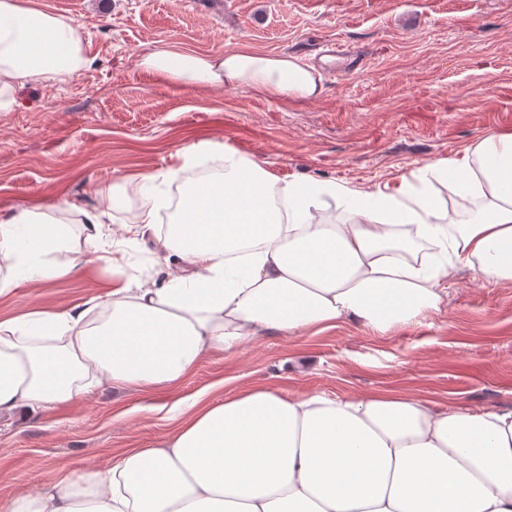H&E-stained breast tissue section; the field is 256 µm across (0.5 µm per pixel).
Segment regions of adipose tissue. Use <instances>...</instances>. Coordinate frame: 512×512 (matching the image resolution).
<instances>
[{
  "label": "adipose tissue",
  "instance_id": "ef3b65f1",
  "mask_svg": "<svg viewBox=\"0 0 512 512\" xmlns=\"http://www.w3.org/2000/svg\"><path fill=\"white\" fill-rule=\"evenodd\" d=\"M93 63L77 27L34 0H0V112L16 92L70 78ZM141 67L184 86H234L314 98L322 77L288 55H202L171 47ZM224 171L180 195L157 235V179L116 178L103 210L84 213L95 246L128 190L146 201L124 233L158 238L166 280L114 283L107 319L88 309L0 320V418L82 398L88 381L174 391L209 352L270 333L297 335L354 321L375 333L440 310L460 267L473 281H512V132L430 160L371 189L285 182L228 147ZM448 183L463 213L448 216ZM337 206L335 222L322 218ZM61 225L28 208L0 218V296L76 275L82 258L49 259ZM434 255L418 258L423 244ZM185 419L130 449L108 473L87 466L18 495L5 512H512V408L441 412L419 397L289 396L259 385L213 404L179 400Z\"/></svg>",
  "mask_w": 512,
  "mask_h": 512
}]
</instances>
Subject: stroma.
<instances>
[{
	"label": "stroma",
	"instance_id": "obj_1",
	"mask_svg": "<svg viewBox=\"0 0 512 512\" xmlns=\"http://www.w3.org/2000/svg\"><path fill=\"white\" fill-rule=\"evenodd\" d=\"M72 21L93 65L61 82L18 89L0 112V215L50 205L68 243L85 251L69 204L99 208L115 176L179 168L178 151L208 142L268 164L283 181L365 188L416 164L456 157L512 130V0H38ZM341 52L329 56L330 46ZM242 49L315 67L322 93L285 99L246 88H182L139 67L146 51ZM119 252L120 269L103 257ZM151 241L104 239L83 275L0 297V318L105 302L114 277L153 281ZM256 385L291 395L395 392L439 410L512 405V282L459 271L448 301L419 323L379 336L352 322L272 335L205 354L175 395L107 383L55 411L0 420V512L64 466L107 472L116 455L169 428L159 405L206 392L222 401Z\"/></svg>",
	"mask_w": 512,
	"mask_h": 512
}]
</instances>
